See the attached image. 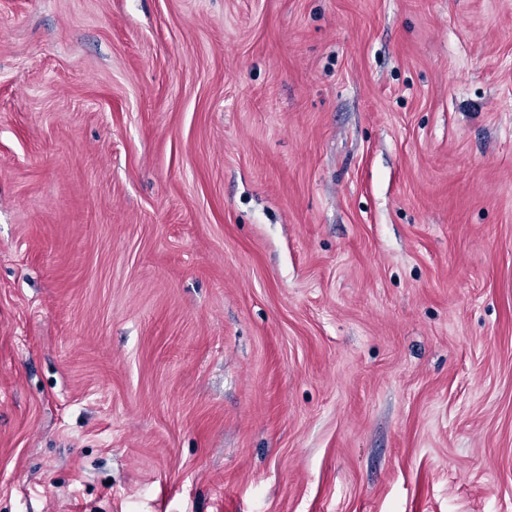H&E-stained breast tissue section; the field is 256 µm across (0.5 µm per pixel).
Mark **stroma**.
Wrapping results in <instances>:
<instances>
[{
  "instance_id": "stroma-1",
  "label": "stroma",
  "mask_w": 512,
  "mask_h": 512,
  "mask_svg": "<svg viewBox=\"0 0 512 512\" xmlns=\"http://www.w3.org/2000/svg\"><path fill=\"white\" fill-rule=\"evenodd\" d=\"M0 512H512V0H0Z\"/></svg>"
}]
</instances>
